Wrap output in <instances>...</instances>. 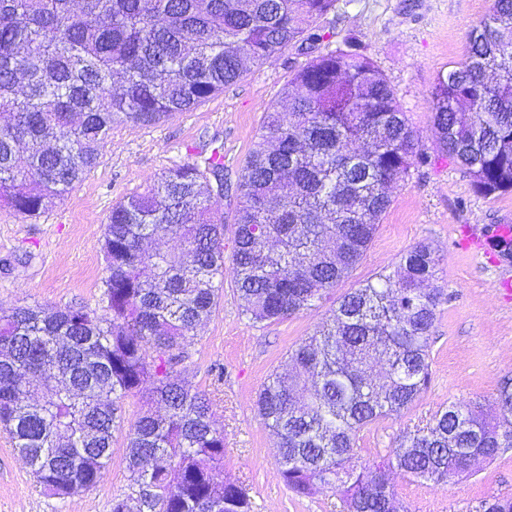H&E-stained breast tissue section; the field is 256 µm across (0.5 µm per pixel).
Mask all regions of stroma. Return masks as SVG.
I'll list each match as a JSON object with an SVG mask.
<instances>
[{"label": "stroma", "mask_w": 512, "mask_h": 512, "mask_svg": "<svg viewBox=\"0 0 512 512\" xmlns=\"http://www.w3.org/2000/svg\"><path fill=\"white\" fill-rule=\"evenodd\" d=\"M487 0H339L320 21L336 35L355 32L396 88L405 117L434 150L436 131L428 94L439 72L464 59L467 37ZM308 60L297 49L251 67L237 83L149 127L114 128L96 165L39 217L25 219L0 207V315L25 304L101 310L104 229L115 203L144 190L164 171L212 153L237 173L259 131L264 111L281 98L294 69ZM392 205L375 238L328 300L277 322L258 324L239 308L232 278H225L211 316L195 331L180 378L205 393L224 432V469L246 487L253 512H340V498L326 491L310 498L283 483L279 448L257 412L258 394L288 354L325 320L333 301L393 271L401 256L425 242L440 255L437 310L431 346V384L401 415L379 419L360 432L358 462L368 465L393 448L407 429L426 426L453 402L493 400L512 380V299L501 276L512 277V256L496 264L474 253L465 228L488 239L496 252L498 229L512 226V194H477L464 169L445 159L412 170L391 191ZM125 432H115L112 463L104 478L80 494L58 499L36 482L9 436L0 431V512H112L115 496H136L124 462ZM406 512H479L482 501L512 495V448L467 478L444 484L394 477Z\"/></svg>", "instance_id": "stroma-1"}]
</instances>
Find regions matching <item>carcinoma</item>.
<instances>
[{
	"label": "carcinoma",
	"mask_w": 512,
	"mask_h": 512,
	"mask_svg": "<svg viewBox=\"0 0 512 512\" xmlns=\"http://www.w3.org/2000/svg\"><path fill=\"white\" fill-rule=\"evenodd\" d=\"M338 0H0V203L36 217L97 163L118 126H150L235 84L289 48L312 54L269 107L236 177L212 154L112 206L104 232L102 313L22 306L0 316V429L43 488L95 486L123 429L121 400L151 385L164 413L128 426L137 512H252L224 469V431L206 396L174 380L191 333L224 279L220 209L237 200L230 274L255 323L308 310L369 249L389 186L431 156L397 90L358 36L317 25ZM441 155L476 193L512 192V0H489L465 59L429 92ZM175 236L184 251L148 249ZM440 256L419 243L397 270L333 304L257 399L280 438V475L301 497L341 488L342 512H403L390 475L443 484L512 448V383L437 411L372 466L359 432L398 416L431 379L429 348L444 292ZM380 366L382 374L372 373ZM481 512H512V497Z\"/></svg>",
	"instance_id": "carcinoma-1"
}]
</instances>
